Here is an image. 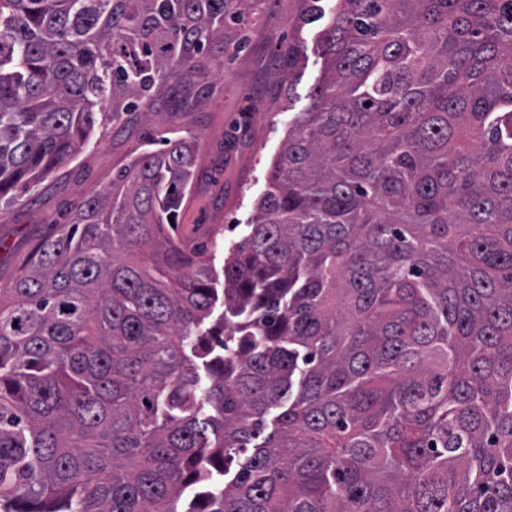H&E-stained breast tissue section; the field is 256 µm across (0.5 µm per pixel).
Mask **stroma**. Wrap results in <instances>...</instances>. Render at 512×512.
<instances>
[{
	"instance_id": "obj_1",
	"label": "stroma",
	"mask_w": 512,
	"mask_h": 512,
	"mask_svg": "<svg viewBox=\"0 0 512 512\" xmlns=\"http://www.w3.org/2000/svg\"><path fill=\"white\" fill-rule=\"evenodd\" d=\"M297 8L296 0H260L250 7L242 51L219 35L207 42L203 59L221 74L205 89L198 109L177 110L170 90H163L141 111L98 128L76 158L33 191L19 194L12 204L1 203L0 289L13 287L35 245L57 235L78 203L109 190L134 157L150 150V138L167 132L199 139L195 179L179 212L178 233L194 244L215 241L210 256L215 271L223 272L228 248L256 214L295 113L309 107L325 72L321 34L336 0H320V13L300 26L293 21ZM291 41L299 45L301 59L284 86L273 73L281 49Z\"/></svg>"
}]
</instances>
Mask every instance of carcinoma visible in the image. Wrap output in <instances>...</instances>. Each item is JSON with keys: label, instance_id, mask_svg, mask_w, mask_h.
<instances>
[{"label": "carcinoma", "instance_id": "cac0c4a2", "mask_svg": "<svg viewBox=\"0 0 512 512\" xmlns=\"http://www.w3.org/2000/svg\"><path fill=\"white\" fill-rule=\"evenodd\" d=\"M244 4L0 0V198L170 78L198 108ZM321 41L224 288L173 234L188 134L0 291V512H512V0H338Z\"/></svg>", "mask_w": 512, "mask_h": 512}]
</instances>
